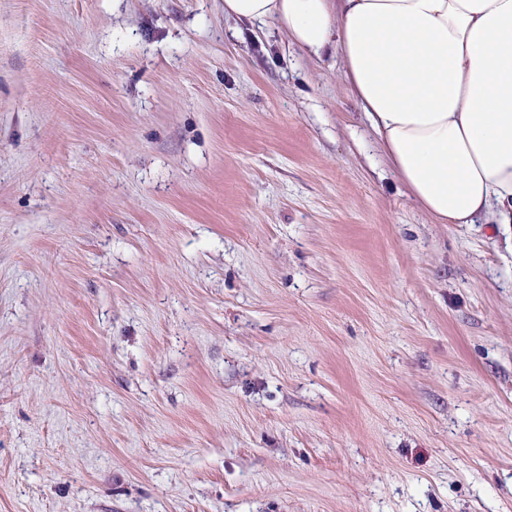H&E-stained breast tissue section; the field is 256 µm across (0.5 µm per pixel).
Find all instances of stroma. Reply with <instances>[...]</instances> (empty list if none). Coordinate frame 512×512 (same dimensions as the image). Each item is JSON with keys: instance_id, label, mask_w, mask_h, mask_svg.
Here are the masks:
<instances>
[{"instance_id": "1", "label": "stroma", "mask_w": 512, "mask_h": 512, "mask_svg": "<svg viewBox=\"0 0 512 512\" xmlns=\"http://www.w3.org/2000/svg\"><path fill=\"white\" fill-rule=\"evenodd\" d=\"M0 512H512V228L273 21L0 0Z\"/></svg>"}]
</instances>
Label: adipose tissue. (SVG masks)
Wrapping results in <instances>:
<instances>
[{
	"label": "adipose tissue",
	"instance_id": "ef3b65f1",
	"mask_svg": "<svg viewBox=\"0 0 512 512\" xmlns=\"http://www.w3.org/2000/svg\"><path fill=\"white\" fill-rule=\"evenodd\" d=\"M224 14L334 50L435 223L512 226V0H224Z\"/></svg>",
	"mask_w": 512,
	"mask_h": 512
}]
</instances>
